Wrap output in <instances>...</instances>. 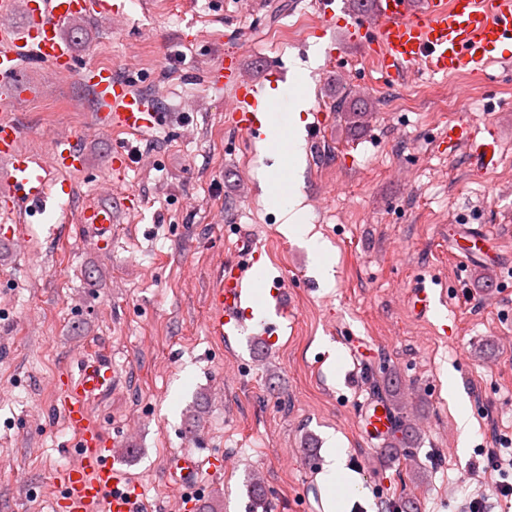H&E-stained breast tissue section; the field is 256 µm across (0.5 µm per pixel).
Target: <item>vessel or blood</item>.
I'll return each mask as SVG.
<instances>
[{
  "instance_id": "obj_1",
  "label": "vessel or blood",
  "mask_w": 512,
  "mask_h": 512,
  "mask_svg": "<svg viewBox=\"0 0 512 512\" xmlns=\"http://www.w3.org/2000/svg\"><path fill=\"white\" fill-rule=\"evenodd\" d=\"M316 6L323 19L339 26L350 42L367 45L389 84L402 81L418 67L444 77L463 72L479 75L491 62L512 60V0H422L417 10L411 0H377L374 10L345 22L336 14L335 0H316ZM24 7L26 26L0 28V89L8 93L21 87L20 64L25 57H35L56 70H72L75 56L63 36V24L91 11L111 13L112 0H25ZM240 72L234 55L227 65L212 70L213 80L224 82L233 94L228 122L251 140H266L257 117L266 87L253 80L240 81ZM79 78L95 94L99 126L137 132L155 126L156 113L147 111L144 99L115 78L112 67L87 68ZM269 102L274 112L288 108L281 96ZM20 137L18 125L1 115L0 163L6 164L7 171L0 176V210L32 218L44 212L55 174L84 170L86 160L75 137L55 140L45 161L23 152ZM438 142L445 153H467L470 164L479 170H492L499 162V135L489 125L454 118ZM78 221L101 245L110 244L111 207H85ZM463 235L464 257L489 255L492 241L485 232L467 229ZM236 249L237 260L224 267L209 294L207 325L216 336L242 332L255 307L266 302L270 316L261 326L267 342H274L279 319L288 312L285 294L279 290L265 295V282L257 270L260 250L251 237H239ZM446 301V296L422 285L411 294L412 310L422 318ZM116 383V373L106 360L87 358L61 395L67 421L79 436L80 458L77 467L64 469L56 477L64 512L141 510L142 489L122 469L123 453L106 448L101 430L89 419L91 402L109 393ZM395 421L390 406L374 400L366 407L362 428L369 440L380 441L390 436ZM201 470L199 460L189 453L171 463V472L182 486L197 483Z\"/></svg>"
}]
</instances>
